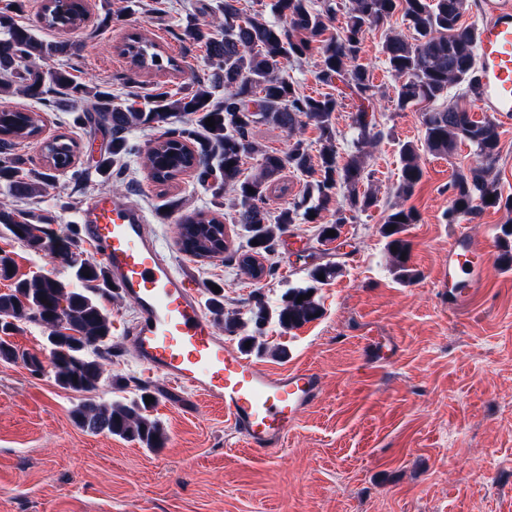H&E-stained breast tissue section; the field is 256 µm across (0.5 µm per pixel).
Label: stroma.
<instances>
[{
    "instance_id": "obj_1",
    "label": "stroma",
    "mask_w": 512,
    "mask_h": 512,
    "mask_svg": "<svg viewBox=\"0 0 512 512\" xmlns=\"http://www.w3.org/2000/svg\"><path fill=\"white\" fill-rule=\"evenodd\" d=\"M219 3L84 0L88 16L68 33L42 23V0H23L12 17L42 41L68 40L62 64L78 82L108 87L115 101L144 108L157 87L210 79L205 47L186 30L207 24ZM389 34L413 36L393 17L387 28L366 31L359 58L381 90L372 109L382 136L368 149L360 184L375 205L354 213L337 240L323 241L322 225L347 205L345 190L337 189L317 222L300 218L280 231L267 257L277 273L259 281L237 259L195 258L180 249L177 221L199 211L222 215L231 249L247 247L216 160L155 183L147 152L163 130L139 126L124 133L128 153L103 170L98 163L111 158L112 128L86 119L83 102L56 91L41 101L0 92V110L32 113L42 127L38 137L15 141L12 156L46 176L42 191L24 199L0 184V210L49 215L60 229L76 226L85 202L100 192L142 208L176 270L199 288L223 287L224 314L214 328L225 340L235 344L249 334L253 291L275 307L315 266L341 268L315 294L319 320L290 331L271 323L262 335L268 349L256 358L266 368L309 367L323 382L321 402L276 458L251 453L219 407L143 372L128 342L137 314L120 294L106 303L112 360L100 396L110 402L149 387L168 435L164 448L82 430L71 415L80 398L56 384L52 368L35 376L23 364L0 361V512H512V265L489 256L480 295L463 308L449 306L444 281L455 227L444 219L448 182L476 164L462 143L449 157L421 152L423 177L405 201L418 221L402 232L419 276L409 284L395 277L381 227L397 200L401 146L421 147L423 127L421 107L396 103L397 81L382 52ZM132 35L157 44L180 70L130 66L119 49ZM60 135L75 156L57 171L42 146ZM0 250L11 252L19 274L69 276L62 258L1 236ZM229 323L234 332L226 331Z\"/></svg>"
}]
</instances>
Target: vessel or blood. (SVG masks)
I'll return each instance as SVG.
<instances>
[{
  "instance_id": "1",
  "label": "vessel or blood",
  "mask_w": 512,
  "mask_h": 512,
  "mask_svg": "<svg viewBox=\"0 0 512 512\" xmlns=\"http://www.w3.org/2000/svg\"><path fill=\"white\" fill-rule=\"evenodd\" d=\"M481 16L476 98L485 112L510 121L512 0H483ZM80 221L113 287L139 313L131 340L143 370L223 409L254 454L277 455L305 410L320 402V374L307 367L265 369L217 336L197 287L150 240L141 209L99 194L82 208ZM488 254L486 244L457 229L448 244L449 304L463 305L480 291Z\"/></svg>"
}]
</instances>
